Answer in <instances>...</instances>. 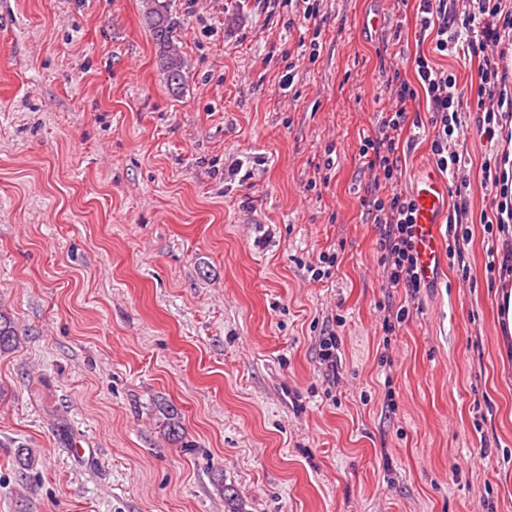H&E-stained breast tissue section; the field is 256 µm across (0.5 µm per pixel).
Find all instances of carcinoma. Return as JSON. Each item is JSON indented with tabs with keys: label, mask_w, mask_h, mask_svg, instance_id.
I'll return each mask as SVG.
<instances>
[{
	"label": "carcinoma",
	"mask_w": 512,
	"mask_h": 512,
	"mask_svg": "<svg viewBox=\"0 0 512 512\" xmlns=\"http://www.w3.org/2000/svg\"><path fill=\"white\" fill-rule=\"evenodd\" d=\"M142 18L152 34L161 69L172 91H183L187 83L184 58L177 46V26L172 16L171 0H144ZM17 336L9 313L0 311V353L16 347ZM163 416L161 427L175 441L182 439L183 426L178 410L165 402L158 405Z\"/></svg>",
	"instance_id": "1"
}]
</instances>
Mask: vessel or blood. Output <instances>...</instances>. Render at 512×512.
<instances>
[{
    "label": "vessel or blood",
    "mask_w": 512,
    "mask_h": 512,
    "mask_svg": "<svg viewBox=\"0 0 512 512\" xmlns=\"http://www.w3.org/2000/svg\"><path fill=\"white\" fill-rule=\"evenodd\" d=\"M414 195L418 205L419 273L430 281L435 279L442 261L438 224L448 206V187L442 175L428 165L416 181Z\"/></svg>",
    "instance_id": "obj_1"
}]
</instances>
